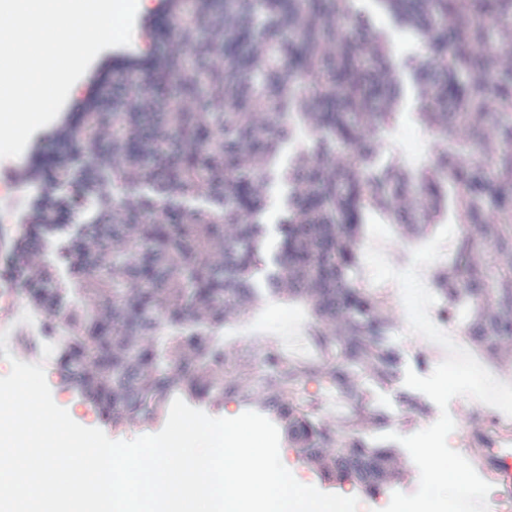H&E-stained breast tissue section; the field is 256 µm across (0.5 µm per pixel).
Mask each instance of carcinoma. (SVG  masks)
Instances as JSON below:
<instances>
[{"instance_id":"cac0c4a2","label":"carcinoma","mask_w":512,"mask_h":512,"mask_svg":"<svg viewBox=\"0 0 512 512\" xmlns=\"http://www.w3.org/2000/svg\"><path fill=\"white\" fill-rule=\"evenodd\" d=\"M375 2L425 34L426 59L408 64L424 93L415 120L456 144L419 170L374 162L404 86L384 35L347 31L362 22L354 0H170L149 82L132 78L55 133L54 175L32 179L9 263L39 284L24 296L57 370L106 421L154 420L175 392L217 403L219 390L273 413L324 479L371 495L398 479L393 450L365 432L387 414L361 416L402 365L389 301L361 276L370 212L423 237L453 211L462 233L435 277L442 312L487 356L512 353V0ZM300 131L267 261L269 166ZM62 212L87 221L52 266L43 246ZM266 300L304 309L316 355L266 343L256 390L252 348L219 332ZM307 381L318 396L302 394ZM328 398L347 404L339 430L319 418Z\"/></svg>"}]
</instances>
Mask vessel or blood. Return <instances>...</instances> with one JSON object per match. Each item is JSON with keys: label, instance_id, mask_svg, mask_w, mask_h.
<instances>
[{"label": "vessel or blood", "instance_id": "vessel-or-blood-1", "mask_svg": "<svg viewBox=\"0 0 512 512\" xmlns=\"http://www.w3.org/2000/svg\"><path fill=\"white\" fill-rule=\"evenodd\" d=\"M492 410L482 411L476 418L477 426L469 433V453L480 476L496 486L500 496L512 495V436L497 435L492 443H485L481 434L491 426Z\"/></svg>", "mask_w": 512, "mask_h": 512}]
</instances>
